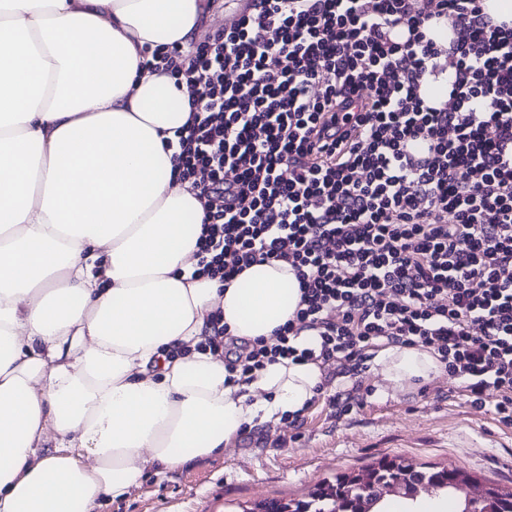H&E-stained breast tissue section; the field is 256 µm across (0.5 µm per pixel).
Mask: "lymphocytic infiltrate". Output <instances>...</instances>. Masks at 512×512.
I'll return each instance as SVG.
<instances>
[{
    "instance_id": "f902f5d3",
    "label": "lymphocytic infiltrate",
    "mask_w": 512,
    "mask_h": 512,
    "mask_svg": "<svg viewBox=\"0 0 512 512\" xmlns=\"http://www.w3.org/2000/svg\"><path fill=\"white\" fill-rule=\"evenodd\" d=\"M251 2L174 68L199 276L285 262L301 292L273 343H241L228 371L317 358L349 373L379 342L423 346L471 404L498 392L512 424V26L482 0ZM441 19L446 48L425 34ZM447 66L437 108L421 79ZM305 330L318 350L295 347Z\"/></svg>"
}]
</instances>
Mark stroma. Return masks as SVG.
I'll return each mask as SVG.
<instances>
[{"mask_svg":"<svg viewBox=\"0 0 512 512\" xmlns=\"http://www.w3.org/2000/svg\"><path fill=\"white\" fill-rule=\"evenodd\" d=\"M380 370L371 358L355 375L326 367L301 424L285 417L272 428L243 425L224 451L177 470L145 471L137 489L107 501L103 512H254L270 499H308L321 482L385 456L459 468L480 487H512V425L496 415V394L471 405L444 373L396 392ZM339 392L356 400L341 417L326 403Z\"/></svg>","mask_w":512,"mask_h":512,"instance_id":"obj_1","label":"stroma"}]
</instances>
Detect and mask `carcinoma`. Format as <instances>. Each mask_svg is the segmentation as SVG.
<instances>
[{
    "instance_id": "1",
    "label": "carcinoma",
    "mask_w": 512,
    "mask_h": 512,
    "mask_svg": "<svg viewBox=\"0 0 512 512\" xmlns=\"http://www.w3.org/2000/svg\"><path fill=\"white\" fill-rule=\"evenodd\" d=\"M426 482L429 493L437 496L452 492V485L471 482L470 476L459 468L424 470L406 460H384L378 462L363 474H349L324 482L317 488L309 501H266L258 505L257 512H371L362 506L359 489L375 483H384L399 488V493L410 497L415 483ZM456 512H512V490L505 491L497 486L486 489V498L473 510L461 505Z\"/></svg>"
}]
</instances>
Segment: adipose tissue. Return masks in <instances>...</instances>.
<instances>
[{
	"label": "adipose tissue",
	"instance_id": "adipose-tissue-1",
	"mask_svg": "<svg viewBox=\"0 0 512 512\" xmlns=\"http://www.w3.org/2000/svg\"><path fill=\"white\" fill-rule=\"evenodd\" d=\"M213 0H0V512H98L274 426L323 382L319 360L229 374L207 349L272 338L300 301L287 263L198 278L203 208L172 175L190 116L153 49H188ZM392 390L442 371L378 352Z\"/></svg>",
	"mask_w": 512,
	"mask_h": 512
}]
</instances>
